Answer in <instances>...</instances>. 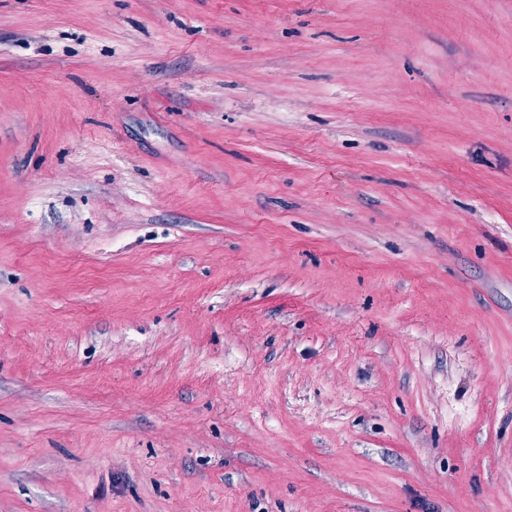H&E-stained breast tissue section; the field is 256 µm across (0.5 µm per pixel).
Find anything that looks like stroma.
<instances>
[{"mask_svg":"<svg viewBox=\"0 0 512 512\" xmlns=\"http://www.w3.org/2000/svg\"><path fill=\"white\" fill-rule=\"evenodd\" d=\"M0 512H512V0H0Z\"/></svg>","mask_w":512,"mask_h":512,"instance_id":"35a3bbf8","label":"stroma"}]
</instances>
